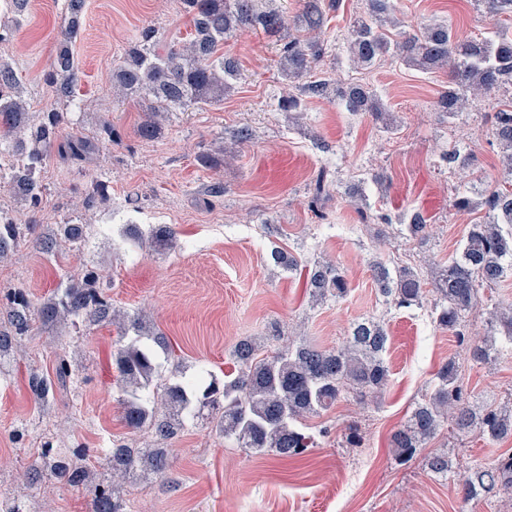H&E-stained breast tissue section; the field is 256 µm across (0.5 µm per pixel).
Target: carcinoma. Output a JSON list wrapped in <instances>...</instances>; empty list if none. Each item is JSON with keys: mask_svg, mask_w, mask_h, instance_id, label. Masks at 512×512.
Here are the masks:
<instances>
[{"mask_svg": "<svg viewBox=\"0 0 512 512\" xmlns=\"http://www.w3.org/2000/svg\"><path fill=\"white\" fill-rule=\"evenodd\" d=\"M298 2V10L288 18L264 7L262 0H181L194 31L187 40L164 46L162 52L156 46L155 30L143 28L112 72L117 95L147 102L139 136L156 138L169 112L223 101L224 95L234 90L233 81L239 74L237 62L224 54V40L253 29L275 39L281 77L298 88V93H285L278 100L280 111H302L303 96L336 97L350 112H369L384 119L387 109L368 87L341 86L326 77L308 79L324 57L322 35L336 0ZM477 2L492 16L512 19V0ZM11 3L13 17L0 26V43L8 40L6 31L20 26L29 0ZM366 4L367 11L352 26L350 52L356 68L390 57L422 70H448V91L440 96L437 107L450 116L461 112L469 97L512 81V30L498 28L486 37L465 40L456 36L452 25L438 22L414 32L400 31L392 38L383 30L393 23L392 0H366ZM82 9L83 0H67L57 53L44 78L51 91L69 103L77 98L80 81L71 45L80 33ZM68 124V112L61 108L31 111L21 79L9 58L0 54V154L13 157L9 170H0V180H8L14 195L32 208L42 202L38 172L52 150L84 161L104 140H112V124L106 121L93 139L73 136L62 141L61 130ZM494 136L505 152V178L512 182V102L495 113ZM329 196L330 182L322 171L314 183L313 202ZM480 204L492 213L491 219L470 226L459 257L435 268L429 287L408 267L392 271L381 263L371 265L379 291L398 308L419 306L432 295L437 323L461 341L466 336L464 314L478 304L480 288L497 285L512 275V191H491L479 204L463 193L452 202L459 212H471ZM24 232L19 224L0 223L1 262L7 260ZM85 237L84 225L60 224L51 234L36 238L35 245L61 267ZM306 285L317 301L340 298L348 291L344 276L331 259L308 269ZM109 290L110 283L101 273L87 267L43 299L33 298L24 288L0 291V312L6 315V320L0 321V359L15 356L22 337L69 323L88 327L109 324L125 339L113 353L121 390L127 395L123 420L135 432L146 431L150 441L114 443L96 462L53 454L52 445L46 442L38 462L23 473L30 486L50 482L90 487L89 512H131L130 501L119 487L139 469L165 476L171 467L169 441L205 409L212 430L234 439L237 447L255 454L273 452L288 460L315 446L314 438L303 432L302 421L329 410L351 392L363 404L375 402L389 381L384 358L387 331L373 319L354 322L346 344L336 349L291 340L284 349L271 352L247 337L234 346V372L224 376L223 384L205 381L208 372L204 370L180 380L166 375L158 362V353L168 359L172 355L165 338L147 329L142 315L115 308ZM489 315L490 323L512 339V303L493 307ZM494 346L491 335L469 345L471 359L488 360ZM77 382L69 356L63 353L56 359L53 378L34 373L29 388L35 400L42 402L55 387L66 394L75 391ZM444 424L459 436L476 432L496 443L512 437V405L477 412L460 383L455 361L450 359L438 370L432 393L417 403L407 421L392 433L390 445L395 456L412 460ZM423 463L426 470L440 476H448L452 469L446 453L427 455ZM460 493L466 502L494 493L512 499V454L499 457L491 466L466 467Z\"/></svg>", "mask_w": 512, "mask_h": 512, "instance_id": "obj_1", "label": "carcinoma"}]
</instances>
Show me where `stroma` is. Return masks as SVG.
Returning <instances> with one entry per match:
<instances>
[{
    "instance_id": "obj_1",
    "label": "stroma",
    "mask_w": 512,
    "mask_h": 512,
    "mask_svg": "<svg viewBox=\"0 0 512 512\" xmlns=\"http://www.w3.org/2000/svg\"><path fill=\"white\" fill-rule=\"evenodd\" d=\"M64 3L30 0L6 49L37 112L55 101L44 75L56 55ZM394 5L406 31L445 21L459 37L475 38L493 26L476 0ZM364 8L365 0H338L318 72L370 84L387 105L393 129L324 99H305L296 120L278 111L285 85L275 41L253 30L224 44L239 65L234 91L216 105L170 113L158 138L146 140L138 134L144 105L113 97L112 70L142 27L154 26L161 40H178L191 32V19L179 0H85L73 44L81 68L80 105L65 132L92 136L108 119L116 137L85 162L51 155L40 174L38 209L0 181V207L16 223L36 225L41 233L67 222L88 227L86 246L70 253L63 270L21 245L0 263V289L23 287L39 298L58 287L63 273L75 276L84 266H96L110 275L113 305L144 311L187 374L204 368L223 377L234 368V345L248 336L269 337L274 349L292 335L330 349L346 342L356 321L374 318L388 330L390 381L378 403L364 407L348 396L306 419L318 445L305 457L281 460L247 452L199 420L172 441L166 477L140 476L125 484L133 512H512V504L494 497L462 502L456 477L465 466L490 465L512 451L511 438L490 444L478 434L461 437L441 427L426 450L452 459L456 472L445 480L428 473L420 460L402 463L390 446L392 432L433 391L448 359L459 358L466 392L488 403L512 400V341L500 338L494 359H460L462 346L438 326L432 300L395 307L370 271L380 261L429 272L455 258L470 224L485 220L484 209L459 212L452 200L459 189L481 198L501 181L494 115L512 98V86L478 97L451 118L435 106L448 89L447 71H420L392 60L354 71L350 31ZM241 128L253 138L237 145L231 133ZM220 145L234 147L235 159L217 169L202 166L199 155ZM453 151L474 157L473 174L449 167L446 156ZM322 170L333 190L317 213L309 201ZM101 181L111 193L106 204L95 201ZM356 193L367 199L370 223H361L350 202ZM417 212L432 227L422 242L406 231ZM130 224L146 232L170 226L177 241L164 250L138 247L125 236ZM275 248L291 254L298 270L275 266ZM325 256L341 268L348 292L315 306L298 271ZM22 345L23 362L0 365V491L17 498L23 512H88V490L48 497L19 474L37 458L34 434L48 432L54 447L86 448L96 455L128 436L112 362L117 332L109 326H66L24 338ZM62 347L78 364L81 384L74 397L57 395L39 404L29 377L51 374ZM352 427L360 436L355 445L346 441ZM21 428L29 435L19 441L15 432Z\"/></svg>"
}]
</instances>
